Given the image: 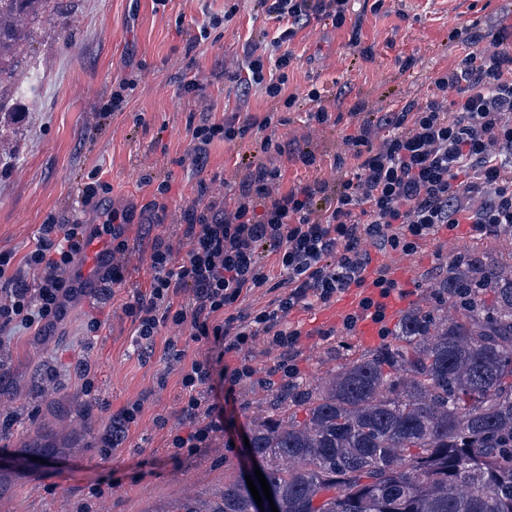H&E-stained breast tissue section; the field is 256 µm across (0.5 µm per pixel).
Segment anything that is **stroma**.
I'll return each instance as SVG.
<instances>
[{"mask_svg":"<svg viewBox=\"0 0 512 512\" xmlns=\"http://www.w3.org/2000/svg\"><path fill=\"white\" fill-rule=\"evenodd\" d=\"M65 14L40 24L31 34L18 64L15 83L16 120L0 124V252L22 260L34 247L47 218L69 224L80 219L98 223L102 209L132 213L126 227L129 244L123 285L96 302L69 305L67 314L47 343L25 332L0 348V419L12 416L0 431V512H77L93 488L107 493L99 512H180L190 498L213 499L226 478L253 465L244 439L257 402L269 401L274 387L268 370L279 353L258 340L248 358L254 378L241 381L224 405V433L195 454L173 457L170 431L178 423L181 366L204 351L189 332L161 329L152 353L133 340V326L123 305L146 290L152 277L149 253L156 235L178 238L185 209L201 193L222 196L226 185L248 174L247 163L258 154L255 139L235 144L214 142L205 172H197L190 152V125L203 116L247 111L263 117L270 103L259 88L242 93L224 77L225 66L241 63L247 44L274 35L275 25L257 12L254 0H169L155 9L153 0H66ZM237 12L210 38L195 43L200 26ZM360 34L372 47L364 58L348 45L349 28L316 21L302 29L291 48L287 92L305 96L318 88L337 124L321 126L304 110L288 113L278 127L280 140L311 150L316 166L291 162L282 166L284 186L316 178L338 179L334 158L344 151V138L354 133L348 112L358 101L373 111L398 108L411 99H426L432 81L465 54L449 40L480 20L486 33L512 23V0H390L387 11H363ZM414 57L403 69L406 57ZM137 79L138 87L123 111L101 116L112 88L121 78ZM198 88H189L191 78ZM98 172L109 191L101 210H79V195L91 172ZM170 190L157 195L156 186ZM164 212L150 209L151 200ZM468 253L487 262L512 265V236H472L469 225L440 232L420 243L415 254L373 252L372 269L394 272L407 263L399 313L386 318L395 329L402 314L438 303V286L448 262ZM97 318L100 328L89 332ZM345 316L335 304L298 306L286 318L300 329L296 353L300 380L312 382L335 370L346 357L377 349L386 339H368L344 327ZM329 338H322V331ZM182 353L180 362L167 358L168 345ZM89 359L95 376L90 396L76 394L75 367ZM144 398L143 411L111 458H103L100 436L127 402Z\"/></svg>","mask_w":512,"mask_h":512,"instance_id":"stroma-1","label":"stroma"}]
</instances>
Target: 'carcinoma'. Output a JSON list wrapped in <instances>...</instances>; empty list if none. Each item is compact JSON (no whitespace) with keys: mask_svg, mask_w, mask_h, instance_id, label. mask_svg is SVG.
<instances>
[{"mask_svg":"<svg viewBox=\"0 0 512 512\" xmlns=\"http://www.w3.org/2000/svg\"><path fill=\"white\" fill-rule=\"evenodd\" d=\"M63 12L0 0V113L31 29ZM439 290L382 347L253 417L278 512H512V273L464 255ZM183 512H255L254 498L239 476Z\"/></svg>","mask_w":512,"mask_h":512,"instance_id":"obj_1","label":"carcinoma"}]
</instances>
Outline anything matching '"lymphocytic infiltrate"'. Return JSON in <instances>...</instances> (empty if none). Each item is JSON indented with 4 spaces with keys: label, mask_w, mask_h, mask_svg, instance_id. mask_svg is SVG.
I'll use <instances>...</instances> for the list:
<instances>
[{
    "label": "lymphocytic infiltrate",
    "mask_w": 512,
    "mask_h": 512,
    "mask_svg": "<svg viewBox=\"0 0 512 512\" xmlns=\"http://www.w3.org/2000/svg\"><path fill=\"white\" fill-rule=\"evenodd\" d=\"M258 12L277 22L270 48L248 45L245 64L224 75L241 90L262 87L271 107L263 118L233 112L190 127L191 161L205 171L210 145L232 143L261 133L260 151L311 167L316 156L276 138L285 112L307 105L310 120L332 121L318 89L305 98L286 94L290 50L298 32L315 21L343 27L350 0H255ZM467 52L434 79L430 98L406 101L388 112L370 111L366 102L350 110L359 125L346 136L354 170L337 185L314 179L281 190L282 172L258 162L228 197L195 201L185 214L178 240L156 237L149 254L148 291L123 307L136 343L151 349L161 328L190 327L196 340H212L203 359L181 368L179 424L170 434L174 454L209 447L224 431V407L213 400L208 382L219 374L228 387L254 375L252 365L224 363L229 353L250 351L258 337L282 350L278 369L296 376L291 355L300 330L286 327L300 305L329 304L349 288L371 285L374 296L360 306L375 323L385 320V298L397 288L386 271L366 272L371 249L414 254L419 244L443 230L469 225L484 238L512 234V26L486 37L479 21L468 26ZM274 65L275 77L265 68ZM111 260L102 281L121 285L129 250L127 212L112 210ZM90 231L82 221L47 222L21 263L0 252V346L26 331L47 339L69 303L90 296L71 272ZM274 256L282 277L273 280L264 259ZM283 293L267 307L242 313L243 294L271 285Z\"/></svg>",
    "instance_id": "lymphocytic-infiltrate-1"
}]
</instances>
